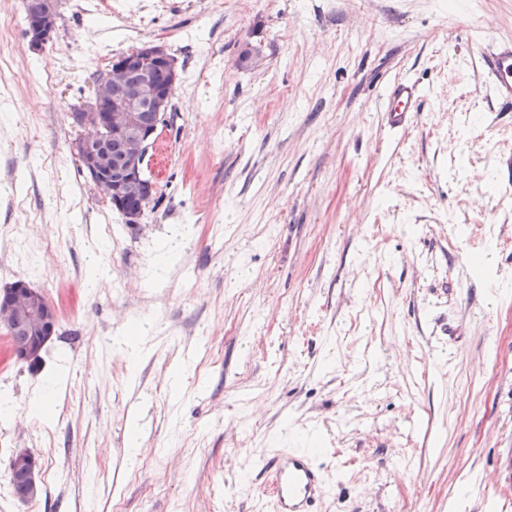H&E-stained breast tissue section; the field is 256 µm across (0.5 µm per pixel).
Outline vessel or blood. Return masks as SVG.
<instances>
[{
	"label": "vessel or blood",
	"instance_id": "b4317fda",
	"mask_svg": "<svg viewBox=\"0 0 512 512\" xmlns=\"http://www.w3.org/2000/svg\"><path fill=\"white\" fill-rule=\"evenodd\" d=\"M482 70L491 98L512 105V40L499 42L492 51L483 54ZM420 97L416 82L394 81L384 102L388 125L394 129L406 126ZM267 466L274 478V512H313L315 502L327 492L324 473L309 450H277L268 458Z\"/></svg>",
	"mask_w": 512,
	"mask_h": 512
}]
</instances>
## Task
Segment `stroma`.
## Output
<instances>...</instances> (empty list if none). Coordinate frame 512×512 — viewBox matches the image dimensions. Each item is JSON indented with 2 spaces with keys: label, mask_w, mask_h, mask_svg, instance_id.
<instances>
[{
  "label": "stroma",
  "mask_w": 512,
  "mask_h": 512,
  "mask_svg": "<svg viewBox=\"0 0 512 512\" xmlns=\"http://www.w3.org/2000/svg\"><path fill=\"white\" fill-rule=\"evenodd\" d=\"M106 2L18 30L0 83V289L59 310L34 369L0 329V470L34 452L40 512H270L266 459L310 448L316 512H512V111L477 63L512 0ZM147 41L180 79L129 224L70 114ZM418 84L409 79L394 81L389 87L383 112H386L387 124L398 129L407 125L409 112H414L420 100Z\"/></svg>",
  "instance_id": "1"
}]
</instances>
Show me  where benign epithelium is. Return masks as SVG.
<instances>
[{
    "instance_id": "7a95c632",
    "label": "benign epithelium",
    "mask_w": 512,
    "mask_h": 512,
    "mask_svg": "<svg viewBox=\"0 0 512 512\" xmlns=\"http://www.w3.org/2000/svg\"><path fill=\"white\" fill-rule=\"evenodd\" d=\"M58 15L59 0H38V9L29 15L27 23L33 50L40 51L53 41ZM156 68L167 71L168 85L159 87L154 83ZM133 71L138 74L137 83L127 87L124 97H112V88L126 84ZM177 80L174 58L163 46L144 43L113 57L96 79L91 101L71 113L73 123L82 130L72 142L73 154L101 199L118 210L128 224L140 223L154 199L155 185L146 171L158 130L170 125L169 109ZM147 108L156 116L149 127L140 124L141 111ZM134 188L137 195L132 199ZM0 326L16 338L15 358L34 364L56 333L57 309L43 291L19 280L0 290ZM9 469L26 485L24 500L41 494L40 462L31 449H14Z\"/></svg>"
}]
</instances>
